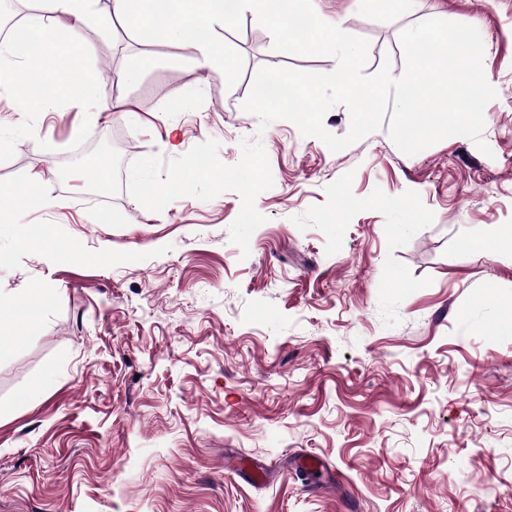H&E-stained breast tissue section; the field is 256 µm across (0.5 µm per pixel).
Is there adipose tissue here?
Returning a JSON list of instances; mask_svg holds the SVG:
<instances>
[{"label":"adipose tissue","mask_w":512,"mask_h":512,"mask_svg":"<svg viewBox=\"0 0 512 512\" xmlns=\"http://www.w3.org/2000/svg\"><path fill=\"white\" fill-rule=\"evenodd\" d=\"M28 52L0 45V92L15 97L28 112H53L57 107L98 95V71L83 67L91 53L89 44L64 38L47 25L44 16L30 15L24 25ZM46 79L51 90L40 95L31 90L30 76Z\"/></svg>","instance_id":"1"}]
</instances>
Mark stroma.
Returning <instances> with one entry per match:
<instances>
[{
  "label": "stroma",
  "instance_id": "obj_1",
  "mask_svg": "<svg viewBox=\"0 0 512 512\" xmlns=\"http://www.w3.org/2000/svg\"><path fill=\"white\" fill-rule=\"evenodd\" d=\"M312 3L368 40V75L402 76L405 28L479 29L490 154L454 136L408 156L384 127L333 152L291 121L261 126L242 108L259 68L337 62L275 49L252 11L223 35L243 59L232 86L186 43L127 41L103 2L77 30L48 13L92 46L88 66L131 79L106 111L0 99V186L56 202L22 213L51 225L48 245L17 249L0 226V293L52 295L17 311L0 354V512H512V235L470 245L512 225V0ZM209 139L229 165L244 140L268 155L249 254L230 240L236 192L156 213L127 190L134 160ZM307 455L324 470L300 469Z\"/></svg>",
  "mask_w": 512,
  "mask_h": 512
}]
</instances>
